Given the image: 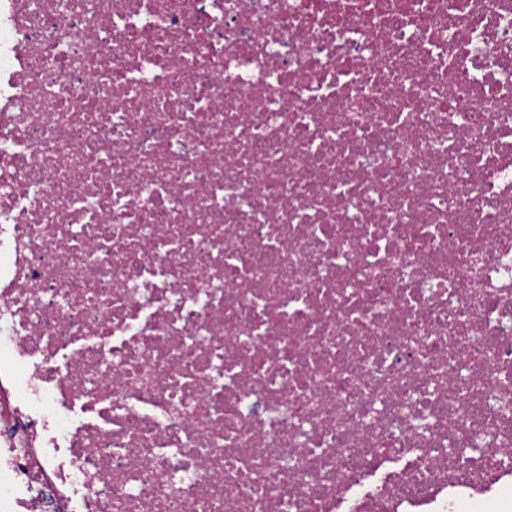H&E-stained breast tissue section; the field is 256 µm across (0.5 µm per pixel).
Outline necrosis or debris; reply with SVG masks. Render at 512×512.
Masks as SVG:
<instances>
[{
	"label": "necrosis or debris",
	"instance_id": "obj_1",
	"mask_svg": "<svg viewBox=\"0 0 512 512\" xmlns=\"http://www.w3.org/2000/svg\"><path fill=\"white\" fill-rule=\"evenodd\" d=\"M0 512H512V0H0Z\"/></svg>",
	"mask_w": 512,
	"mask_h": 512
}]
</instances>
